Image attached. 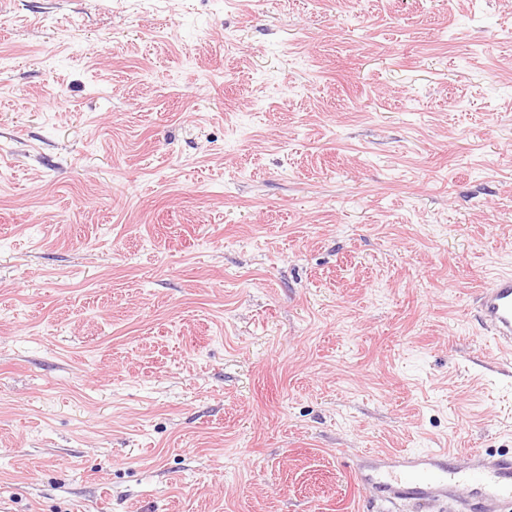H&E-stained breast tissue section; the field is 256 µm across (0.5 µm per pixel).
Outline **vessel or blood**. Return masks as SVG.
<instances>
[{
	"label": "vessel or blood",
	"instance_id": "1",
	"mask_svg": "<svg viewBox=\"0 0 512 512\" xmlns=\"http://www.w3.org/2000/svg\"><path fill=\"white\" fill-rule=\"evenodd\" d=\"M475 303L496 344L512 351V274L497 275ZM358 482L375 499L408 501L431 512H512V453L459 457L448 450L369 452Z\"/></svg>",
	"mask_w": 512,
	"mask_h": 512
}]
</instances>
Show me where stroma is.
Returning a JSON list of instances; mask_svg holds the SVG:
<instances>
[{
    "label": "stroma",
    "mask_w": 512,
    "mask_h": 512,
    "mask_svg": "<svg viewBox=\"0 0 512 512\" xmlns=\"http://www.w3.org/2000/svg\"><path fill=\"white\" fill-rule=\"evenodd\" d=\"M509 272L512 0H0V512H417Z\"/></svg>",
    "instance_id": "1"
}]
</instances>
